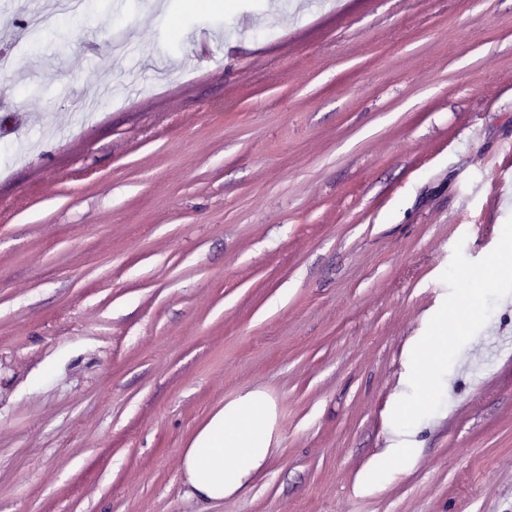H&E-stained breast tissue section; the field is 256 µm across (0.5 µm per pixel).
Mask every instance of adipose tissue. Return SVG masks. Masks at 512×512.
Here are the masks:
<instances>
[{
    "instance_id": "adipose-tissue-1",
    "label": "adipose tissue",
    "mask_w": 512,
    "mask_h": 512,
    "mask_svg": "<svg viewBox=\"0 0 512 512\" xmlns=\"http://www.w3.org/2000/svg\"><path fill=\"white\" fill-rule=\"evenodd\" d=\"M260 413L243 408L233 418L216 413L181 455L189 495L218 501L237 488L266 456Z\"/></svg>"
}]
</instances>
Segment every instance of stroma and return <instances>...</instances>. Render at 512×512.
Masks as SVG:
<instances>
[{"label": "stroma", "instance_id": "1", "mask_svg": "<svg viewBox=\"0 0 512 512\" xmlns=\"http://www.w3.org/2000/svg\"><path fill=\"white\" fill-rule=\"evenodd\" d=\"M4 37L0 512H512V270L472 279L512 0H0ZM250 399L261 466L187 496ZM260 419L252 407L243 408L231 419L224 418L223 409L194 436L180 461L189 495L223 500L224 492H232L260 465L267 451Z\"/></svg>", "mask_w": 512, "mask_h": 512}]
</instances>
